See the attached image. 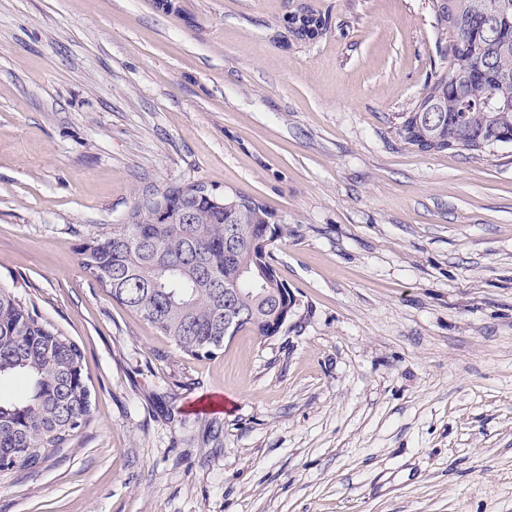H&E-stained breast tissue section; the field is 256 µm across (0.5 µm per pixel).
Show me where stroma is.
I'll return each mask as SVG.
<instances>
[{"label":"stroma","instance_id":"obj_1","mask_svg":"<svg viewBox=\"0 0 512 512\" xmlns=\"http://www.w3.org/2000/svg\"><path fill=\"white\" fill-rule=\"evenodd\" d=\"M0 0V286L84 355L89 422L0 512H512V144L419 150L431 0ZM310 7L327 30L294 40ZM289 229L275 338L185 355L78 246L176 185Z\"/></svg>","mask_w":512,"mask_h":512}]
</instances>
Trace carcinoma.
Listing matches in <instances>:
<instances>
[{
    "label": "carcinoma",
    "instance_id": "1",
    "mask_svg": "<svg viewBox=\"0 0 512 512\" xmlns=\"http://www.w3.org/2000/svg\"><path fill=\"white\" fill-rule=\"evenodd\" d=\"M505 19L483 28L488 5ZM442 34L450 36L448 66L459 86L437 74L399 128L422 150L480 152L512 142V0H432ZM238 197L196 198L180 186L138 205L102 237L84 239L79 260L113 301L153 323L185 355L208 358L224 348V291L244 320L234 333L267 335L277 301L293 299L269 250L251 248L258 236L273 243L288 227L260 202ZM164 211L166 222H152ZM78 346L42 320L34 303L0 289V381L15 379L16 396L0 399V457L26 456L35 467L87 424L92 390Z\"/></svg>",
    "mask_w": 512,
    "mask_h": 512
}]
</instances>
